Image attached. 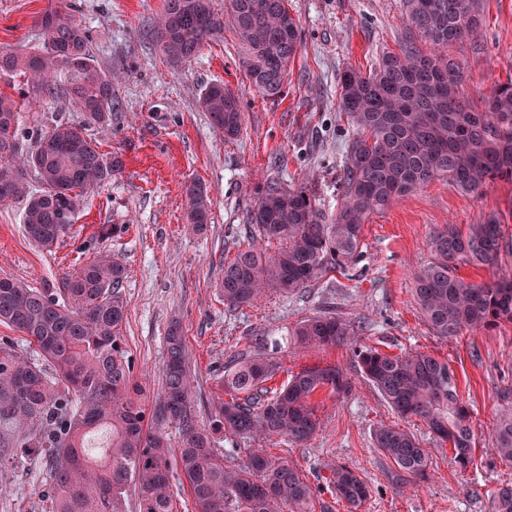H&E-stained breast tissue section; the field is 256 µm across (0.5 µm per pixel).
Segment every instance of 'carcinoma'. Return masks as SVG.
<instances>
[{
    "label": "carcinoma",
    "instance_id": "1",
    "mask_svg": "<svg viewBox=\"0 0 512 512\" xmlns=\"http://www.w3.org/2000/svg\"><path fill=\"white\" fill-rule=\"evenodd\" d=\"M228 13L245 51L252 84L281 92L298 54L300 32L287 0H228ZM408 25L430 52L407 41L382 56L368 73L355 69L340 80L339 107L355 128L341 182L343 199L326 219L303 187L271 179L257 186L245 215L252 244L224 260L219 290L230 310L250 307L266 294H296L330 272L345 273L361 253L362 229L372 214L390 207L436 178L478 193L497 181L512 182V78L479 105L464 95L466 75L448 57V46L474 34L479 0H406ZM40 42L31 51L0 50V74L19 75L28 91L63 99L88 125L112 124V73L95 60L87 27L68 9L47 8ZM155 34L173 66L190 62L208 40L224 34V15L212 0H166ZM201 105L214 127L233 139L243 113L220 85L205 89ZM18 103L0 93V206L24 203L25 236L52 249L69 231L59 217L76 215L88 191L112 180L122 164L102 152L82 129L63 118L17 153ZM41 185L30 190L29 175ZM189 223H207L204 187H186ZM431 258L415 273V295L437 335L512 324V234L504 215L492 213L461 232L450 224L431 240ZM496 273L488 282L458 274V265ZM125 267L104 251L61 281L36 288L0 278V323L21 333L54 378L0 343V445L43 448L52 477L50 512H127L129 489L139 512H172L173 484L187 487L195 512H332L306 477L285 460L258 448L231 467L193 409L187 348L179 329L167 336L160 389L150 401L134 380L123 347L126 304L120 292ZM352 325L323 312L291 331L299 347L351 342ZM362 373L391 409L422 419L450 444L453 463L473 464L474 434L454 370L420 351L389 355L358 345ZM277 364L264 353L242 355L224 367V394L213 403L215 421L243 439L305 442L320 425L315 393H346L350 382L332 366L312 365L275 388L265 386ZM229 399H224V396ZM179 429L172 446L166 427ZM492 451L512 462V408L501 411ZM375 446L405 479H428V450L399 425L376 431ZM330 492L358 512L369 490L345 464L331 467ZM490 512H512V483L492 490Z\"/></svg>",
    "mask_w": 512,
    "mask_h": 512
}]
</instances>
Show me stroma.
Returning <instances> with one entry per match:
<instances>
[{"mask_svg":"<svg viewBox=\"0 0 512 512\" xmlns=\"http://www.w3.org/2000/svg\"><path fill=\"white\" fill-rule=\"evenodd\" d=\"M48 2L0 0V48L33 49ZM59 3L75 6L98 62L115 76L112 124L90 134L122 168L86 196L70 232L50 251L25 237L22 204L0 206V276L54 288L98 252L114 254L126 268L122 331L134 378L158 390L166 336L179 326L189 349L196 419L212 429L225 461H246L255 444L215 427L211 401L222 391L225 366L260 336L279 367L272 386L313 364L339 368L351 384L345 394L314 395L320 428L310 441L276 444L269 454L292 462L319 489L331 467L348 465L369 489L360 512H489V491L512 482V464L491 451L498 415L512 406V325L435 335L415 300L414 273L428 261L435 232L451 224L463 229L506 210L512 183L472 194L432 180L370 215L360 260L346 273L235 311L227 310L219 292L225 258L248 243L242 224L258 184L273 179L305 186L326 214H335L354 134L338 106L340 77L350 68L369 71L384 53L417 41L403 0H288L301 43L281 93L272 97L250 81L232 27H225L223 41L205 43L177 68L168 64L153 32L164 0ZM480 13L479 31L448 48L466 71L464 92L474 102L512 77V0H480ZM214 84L240 100L244 121L235 139L216 131L200 107L204 89ZM19 85V79L0 75V91L21 104V149L48 131L55 116L82 125V114L64 101L32 98ZM194 181L211 200L201 231L187 221L185 188ZM104 224L117 225L118 234L101 239ZM324 311L350 322L364 345L392 355L418 350L449 363L476 440L473 466L457 468L449 445L420 419H399L364 378L349 345L297 347L291 329ZM383 423L401 424L428 449L429 480L395 481L393 463L374 445ZM50 485L38 451L17 453L14 463L0 465V512H49Z\"/></svg>","mask_w":512,"mask_h":512,"instance_id":"obj_1","label":"stroma"}]
</instances>
